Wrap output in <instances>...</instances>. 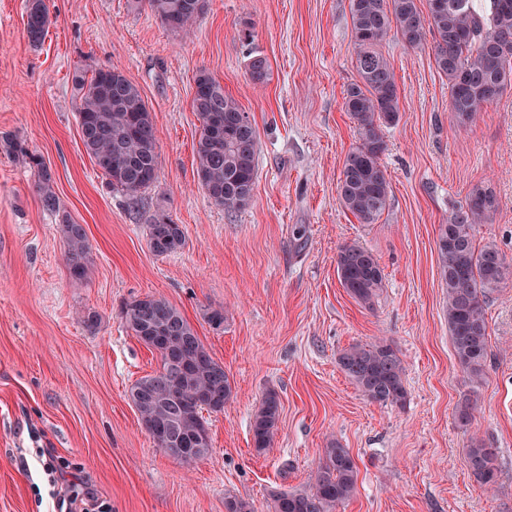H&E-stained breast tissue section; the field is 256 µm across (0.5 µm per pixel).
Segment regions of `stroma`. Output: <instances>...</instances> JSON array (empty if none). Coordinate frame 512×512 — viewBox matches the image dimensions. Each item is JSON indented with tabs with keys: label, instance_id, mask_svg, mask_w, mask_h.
I'll return each instance as SVG.
<instances>
[{
	"label": "stroma",
	"instance_id": "35a3bbf8",
	"mask_svg": "<svg viewBox=\"0 0 512 512\" xmlns=\"http://www.w3.org/2000/svg\"><path fill=\"white\" fill-rule=\"evenodd\" d=\"M189 33L169 30L131 0H48L41 43L24 30L23 0H0V512H51L37 449L73 465L78 493L112 512H225L234 495L270 512L276 490L305 487L329 441L348 448L356 492L338 512H512V283L487 307L490 358L472 386L451 345L438 227L474 185L497 209L480 243L512 256V83L467 126L448 110V80L432 43L390 37L399 123L384 131L390 206L374 224L344 210L337 182L357 143L344 108L358 79L350 0H206ZM268 62L249 73L250 48ZM120 68L152 111L157 179L128 208L87 154L75 72ZM207 71L258 132L253 205L228 212L198 183L195 78ZM53 176L59 213L42 209L37 167ZM159 209L180 224L181 250L154 255L146 225ZM82 224L85 278L67 269L60 214ZM378 259L384 286L373 308L342 288L341 245ZM165 297L195 328L234 384L208 418L212 448L184 466L158 448L129 399L158 355L126 327L125 305ZM223 309L213 329L207 309ZM98 317L95 328L82 322ZM382 339L406 371L404 406L368 401L339 352ZM281 402L272 448L256 452L250 420L264 393ZM474 394L469 429L455 408ZM498 452L487 491L466 462L470 435Z\"/></svg>",
	"mask_w": 512,
	"mask_h": 512
}]
</instances>
